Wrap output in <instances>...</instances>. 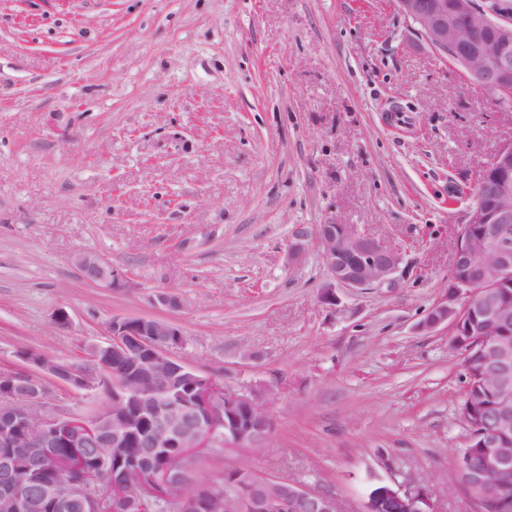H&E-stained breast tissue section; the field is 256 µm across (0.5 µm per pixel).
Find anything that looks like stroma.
I'll return each mask as SVG.
<instances>
[{"label":"stroma","mask_w":512,"mask_h":512,"mask_svg":"<svg viewBox=\"0 0 512 512\" xmlns=\"http://www.w3.org/2000/svg\"><path fill=\"white\" fill-rule=\"evenodd\" d=\"M509 142L512 109L391 0H0V372L28 371L23 349L87 367L112 317L170 319L195 371L276 394L262 447L207 452L194 484L245 465L361 512L414 478L436 512H477L464 354L420 323L459 192ZM328 219L399 250L394 283L323 304ZM81 253L126 287L87 283ZM45 386L67 412L108 402Z\"/></svg>","instance_id":"obj_1"}]
</instances>
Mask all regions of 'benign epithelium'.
Masks as SVG:
<instances>
[{
	"instance_id": "1",
	"label": "benign epithelium",
	"mask_w": 512,
	"mask_h": 512,
	"mask_svg": "<svg viewBox=\"0 0 512 512\" xmlns=\"http://www.w3.org/2000/svg\"><path fill=\"white\" fill-rule=\"evenodd\" d=\"M419 27L427 46L459 66L479 87L492 93L497 105L512 108V0H391ZM479 187L484 195L468 207L453 254L451 270L478 266L479 273L451 280L448 290L422 321L436 329L450 324L461 330L469 316L485 319L492 332L473 340L478 349L477 380L488 386L491 405L479 440L481 458L458 463L461 483L478 512H512V143L498 148L485 166ZM327 277L322 303L336 307L337 289H366L393 281L401 254L355 224L328 219L314 228ZM83 279L102 288H123L112 264L95 254L74 258ZM110 342L90 348V357L109 386L111 403L91 417L61 413L49 406L40 378L0 372V512H63L98 501L105 512L112 503V471H87L62 480L51 475L58 451L81 456L88 448H124L145 434L143 448H175L184 460L175 481H191L189 463L209 448H254L273 429L267 405L272 389H232L197 372L174 356L184 332L170 320L114 317ZM19 356L41 374L76 389H91L94 377L86 368L61 363L31 350ZM176 370L200 383L201 405L184 403L169 390V407H157L153 392L138 379L163 380ZM152 471L126 475L121 501L134 502ZM361 512H435L426 487L418 480L404 484L380 481ZM228 512H340L336 496L287 478L261 475L233 480Z\"/></svg>"
}]
</instances>
